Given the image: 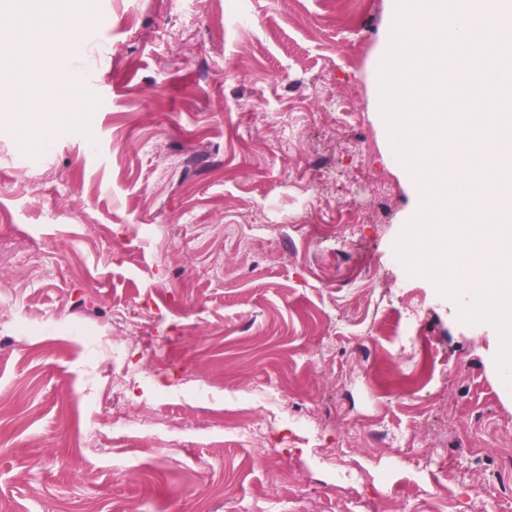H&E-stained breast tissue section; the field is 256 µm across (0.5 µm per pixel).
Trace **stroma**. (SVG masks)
I'll return each instance as SVG.
<instances>
[{
	"mask_svg": "<svg viewBox=\"0 0 512 512\" xmlns=\"http://www.w3.org/2000/svg\"><path fill=\"white\" fill-rule=\"evenodd\" d=\"M101 2L71 0L55 35L112 32L78 122L32 60L0 61V512H382V482L412 488L404 512L437 489L446 512H501L512 401L453 295L393 254L413 207L376 122L393 0L351 27L327 0ZM54 6L14 0L0 37ZM355 212V236H323ZM51 322L107 346L59 348ZM380 420L415 431L408 457L350 447Z\"/></svg>",
	"mask_w": 512,
	"mask_h": 512,
	"instance_id": "stroma-1",
	"label": "stroma"
}]
</instances>
